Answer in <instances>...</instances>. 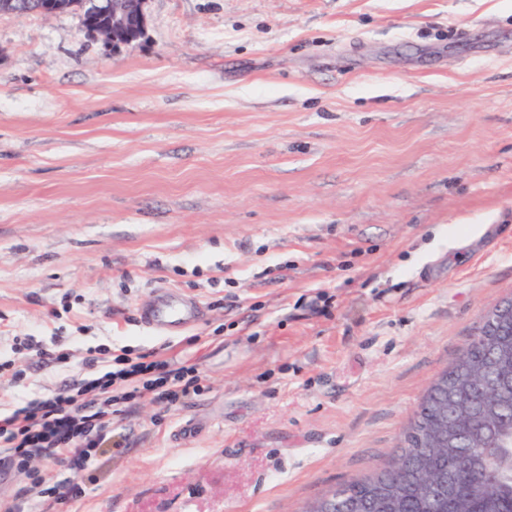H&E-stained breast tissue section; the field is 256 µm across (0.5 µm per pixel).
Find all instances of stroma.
I'll return each instance as SVG.
<instances>
[{"label": "stroma", "instance_id": "stroma-1", "mask_svg": "<svg viewBox=\"0 0 512 512\" xmlns=\"http://www.w3.org/2000/svg\"><path fill=\"white\" fill-rule=\"evenodd\" d=\"M148 14L119 49L0 15V413L99 349L188 359L202 392L116 416L59 512H301L398 451L512 294V0ZM157 288L204 319L141 325Z\"/></svg>", "mask_w": 512, "mask_h": 512}]
</instances>
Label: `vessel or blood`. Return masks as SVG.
<instances>
[{
  "instance_id": "vessel-or-blood-1",
  "label": "vessel or blood",
  "mask_w": 512,
  "mask_h": 512,
  "mask_svg": "<svg viewBox=\"0 0 512 512\" xmlns=\"http://www.w3.org/2000/svg\"><path fill=\"white\" fill-rule=\"evenodd\" d=\"M206 314L203 303L169 288H158L138 306L140 323L160 333L174 334L201 321Z\"/></svg>"
}]
</instances>
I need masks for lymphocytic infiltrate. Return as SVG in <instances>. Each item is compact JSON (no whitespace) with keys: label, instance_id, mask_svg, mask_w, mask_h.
Wrapping results in <instances>:
<instances>
[{"label":"lymphocytic infiltrate","instance_id":"1","mask_svg":"<svg viewBox=\"0 0 512 512\" xmlns=\"http://www.w3.org/2000/svg\"><path fill=\"white\" fill-rule=\"evenodd\" d=\"M200 380L196 366L174 359L119 356L102 376L23 401L0 416V447L11 469L26 473L31 459L42 458L72 473L63 481L47 472L26 473L27 484L19 493L0 497V512H25L33 500L42 502L43 512H55L81 497L80 476L111 440L116 406L132 408L147 398L166 409L197 394Z\"/></svg>","mask_w":512,"mask_h":512}]
</instances>
